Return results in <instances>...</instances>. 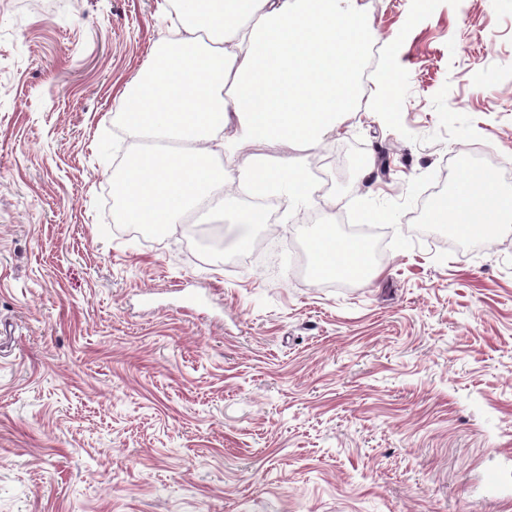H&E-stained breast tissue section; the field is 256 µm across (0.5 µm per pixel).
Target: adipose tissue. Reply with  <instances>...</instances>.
I'll return each mask as SVG.
<instances>
[{"instance_id": "ef3b65f1", "label": "adipose tissue", "mask_w": 512, "mask_h": 512, "mask_svg": "<svg viewBox=\"0 0 512 512\" xmlns=\"http://www.w3.org/2000/svg\"><path fill=\"white\" fill-rule=\"evenodd\" d=\"M174 20L149 63L124 88L119 119L133 140L175 143L172 151L132 150L117 186L122 223L177 224L190 212L224 209V190L312 186L294 159L276 166H225L224 131L237 123V150L260 140L316 144L353 104L367 24L358 0H167ZM487 171L437 211L467 238L512 223V195ZM320 271L362 262L359 246L328 237L312 244Z\"/></svg>"}]
</instances>
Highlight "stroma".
Returning a JSON list of instances; mask_svg holds the SVG:
<instances>
[{"label":"stroma","mask_w":512,"mask_h":512,"mask_svg":"<svg viewBox=\"0 0 512 512\" xmlns=\"http://www.w3.org/2000/svg\"><path fill=\"white\" fill-rule=\"evenodd\" d=\"M163 0H0V512H512V231L414 220L477 159L512 194V0H359V99L273 225L207 257L120 224L117 105ZM371 217L375 277L311 245Z\"/></svg>","instance_id":"1"}]
</instances>
